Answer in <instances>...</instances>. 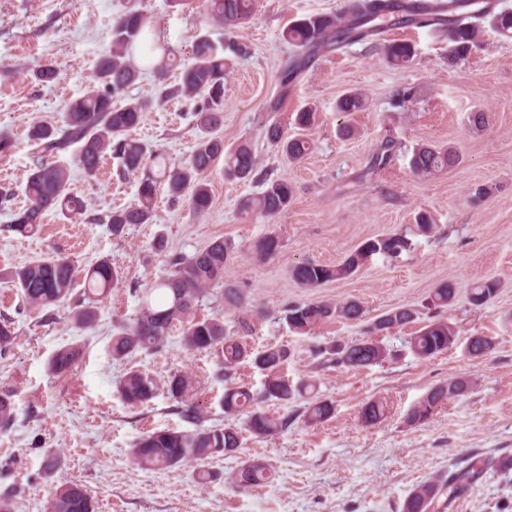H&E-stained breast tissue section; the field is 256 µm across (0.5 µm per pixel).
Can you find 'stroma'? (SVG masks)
<instances>
[{
    "mask_svg": "<svg viewBox=\"0 0 512 512\" xmlns=\"http://www.w3.org/2000/svg\"><path fill=\"white\" fill-rule=\"evenodd\" d=\"M127 2L0 0V135L16 142L0 154V188L13 191L15 205L25 203L30 124L58 122L64 105L90 89L96 63L110 47L113 20ZM347 3L257 0L250 20L227 31L204 14L202 0H141L180 53L201 36L244 49L224 77L221 134L226 145L251 146L258 174L293 185L292 203L275 218L243 212L241 199L259 193L260 184L227 180L218 163L206 174L213 196L207 213L196 215L162 194L152 223L130 225L116 237L89 218L136 203L135 178L121 176L117 160L107 156L97 178L86 179L69 151L59 159L70 171L73 192L86 200L87 214L69 219L47 212L38 232L24 236L6 231L11 214L0 209V319H11L15 328L12 344L0 351V393L11 394L16 415L13 427L0 431V499L9 498L12 512H47L51 491L70 481L86 487L96 512H402L417 485L447 471L458 457L512 456V39L483 28L471 54L452 62L447 41L431 28H394L379 40L320 53L282 88L281 67L294 52L282 38L284 29L306 16L340 12ZM400 40L415 47L404 67L383 54L388 42ZM47 62L59 75L37 83L33 72ZM353 89L365 95L366 106L345 118L336 102ZM128 93L152 103L134 137L162 148L170 165L184 164L198 137L191 103L157 102L148 70ZM276 99L279 111H269ZM305 106L316 112L313 148L291 163L266 140L262 126L276 122L292 131L296 111ZM474 112L485 115L478 130L469 124ZM388 137L400 145L394 160L368 172L372 154ZM421 144L454 150L457 164L432 177L414 175L409 159ZM481 185L488 195H476ZM421 211L434 219L431 233L415 226ZM393 233L407 235L411 250L372 256L351 277L309 290L291 274L303 261L337 265L363 241ZM271 234L280 244L267 256L257 245ZM218 238L233 245L224 284L239 290L249 326L239 327L219 301L202 302L195 315L223 318L248 347H288L285 374L316 380L334 411L328 420L310 422L302 414L304 401H265L259 410L288 418L283 432L259 438L241 431L235 452L201 464L137 468L128 450L139 436L191 430L195 422L163 391L142 405L125 403L119 385L129 370L160 385L174 370L191 372L207 427L233 422L222 406L226 385H244L255 394L263 389L264 374L248 363L224 381L211 356L184 350L177 328L156 351L120 361L110 351L113 335L138 312L139 290L165 275L167 257L193 255ZM159 240L165 251L155 249ZM46 254L82 268L106 257L121 272V281L99 302L93 327L76 326L66 306H29L8 281L11 270ZM484 280L496 281L498 290L484 305H473L470 290ZM445 281L457 293L438 313L428 301ZM310 300H355L364 316L325 320L305 334L266 317ZM398 307L416 309L415 322L375 332V320ZM438 314L454 327L456 341L433 358H416L406 340ZM371 335L396 359L352 369L319 365L314 354L316 346ZM474 336L493 344L478 358L466 350ZM68 345L80 346L82 354L69 373L55 375L50 359ZM457 377L469 383L464 395L439 406L426 423L408 424V413L431 387ZM376 398L386 405L385 417L364 425L360 410ZM55 454L60 464L47 469V457ZM247 460L267 465V484H229L228 475ZM202 470L210 482L200 483ZM449 512H512V470L487 473Z\"/></svg>",
    "mask_w": 512,
    "mask_h": 512,
    "instance_id": "35a3bbf8",
    "label": "stroma"
}]
</instances>
